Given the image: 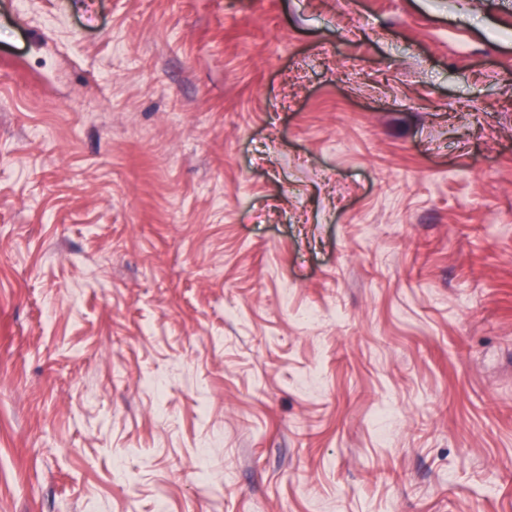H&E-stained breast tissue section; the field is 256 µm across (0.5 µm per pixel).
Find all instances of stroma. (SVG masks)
Here are the masks:
<instances>
[{
  "label": "stroma",
  "mask_w": 512,
  "mask_h": 512,
  "mask_svg": "<svg viewBox=\"0 0 512 512\" xmlns=\"http://www.w3.org/2000/svg\"><path fill=\"white\" fill-rule=\"evenodd\" d=\"M0 512H512V0H0Z\"/></svg>",
  "instance_id": "35a3bbf8"
}]
</instances>
